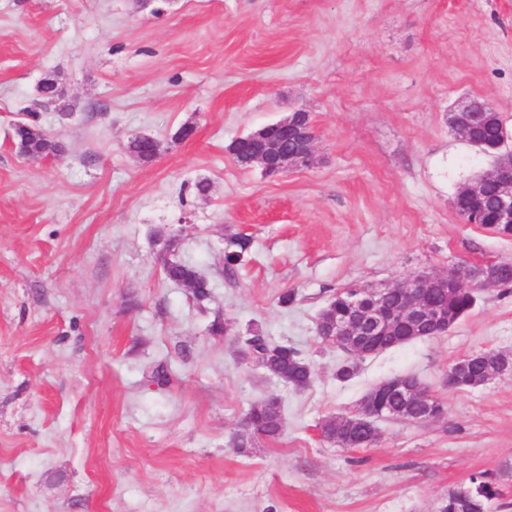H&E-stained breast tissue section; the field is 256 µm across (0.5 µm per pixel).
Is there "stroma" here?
<instances>
[{
    "mask_svg": "<svg viewBox=\"0 0 512 512\" xmlns=\"http://www.w3.org/2000/svg\"><path fill=\"white\" fill-rule=\"evenodd\" d=\"M467 97L512 134V0H0V512H439L481 472L500 482L490 512H512V373L442 385L458 358L512 355V291L488 288L448 335L367 356L346 382L317 334L351 285L512 261V238L453 208L492 164L448 124ZM297 109L316 164L269 177L234 161L233 140ZM31 119L56 155L20 154L13 128ZM183 126L193 137L174 140ZM138 135L153 160L128 150ZM233 234L253 246L230 278ZM167 260L206 275L211 301ZM255 326L308 356L307 389L241 358ZM404 374L440 419L377 420L368 448L322 438ZM272 396L281 437L234 447ZM164 272L166 277L175 283L193 285L191 294L199 304L210 299V281L195 266L170 261L164 264Z\"/></svg>",
    "mask_w": 512,
    "mask_h": 512,
    "instance_id": "stroma-1",
    "label": "stroma"
}]
</instances>
